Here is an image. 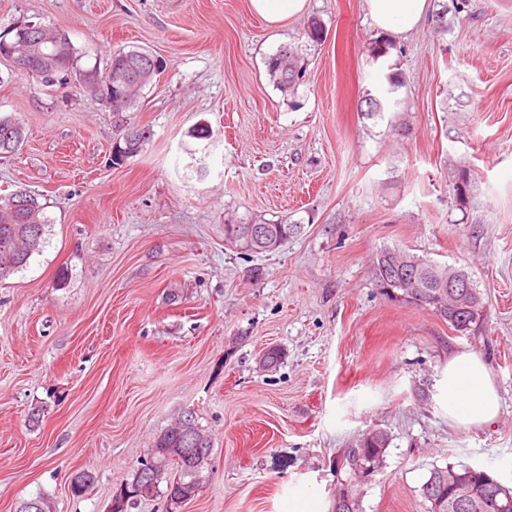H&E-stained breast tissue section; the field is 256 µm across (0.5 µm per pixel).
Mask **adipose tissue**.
<instances>
[{"label":"adipose tissue","mask_w":512,"mask_h":512,"mask_svg":"<svg viewBox=\"0 0 512 512\" xmlns=\"http://www.w3.org/2000/svg\"><path fill=\"white\" fill-rule=\"evenodd\" d=\"M377 29L390 37L413 30L424 18L429 0H366ZM443 406L450 422L476 426L498 417L500 399L484 358L461 353L448 360L441 381Z\"/></svg>","instance_id":"1"}]
</instances>
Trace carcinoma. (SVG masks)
I'll use <instances>...</instances> for the list:
<instances>
[{"label":"carcinoma","instance_id":"carcinoma-1","mask_svg":"<svg viewBox=\"0 0 512 512\" xmlns=\"http://www.w3.org/2000/svg\"><path fill=\"white\" fill-rule=\"evenodd\" d=\"M25 51L31 57L34 76L49 86L55 85L53 78L63 77L68 71L76 69L77 55L69 37L59 31L48 29L34 30L24 44ZM393 43L385 39H376L369 46L373 61L388 56ZM153 55L138 48L128 51L119 50L112 54L108 71L99 75L94 70L82 73L83 87L98 97L102 104L114 112H130L136 105L141 91L151 85L156 72L151 69L149 60ZM267 73L276 86L288 92L295 88L301 78L294 51L284 45L268 57ZM128 76L127 93L118 95L108 86L116 83L122 76ZM386 84L381 86L379 94L368 95L365 115L375 117L384 111V103L390 102L391 95L402 86L395 73L385 75ZM152 137V131L146 126H138L134 134H125L117 139L112 148V164L123 165L129 158L137 155ZM25 138L23 125L11 115H0V153L16 152ZM48 220L44 216V207L35 194L25 188H19L6 195H0V282L27 267L30 258L41 251L44 243L45 227ZM237 223L229 220L224 224V240L245 254L266 252L260 242L249 243L236 239ZM298 225L282 221L264 225L270 238L282 242L297 230ZM377 278L385 285H391L411 296L409 289L400 284L406 278L416 277L421 287L419 306L438 315L455 331L463 333L480 319L482 300L475 285L468 288H445L441 298L431 295L441 281H448V266L430 260L418 259L406 250L384 249L377 257ZM390 440L387 433L372 429L362 434L355 447L348 449L342 465L348 467L350 477H356V468L371 467L378 470L385 461ZM152 447L156 448L155 461L161 463L163 473L175 472L172 479L166 481V488L156 485L140 498L146 499L159 494L164 495L174 505H181L177 484L186 483L202 476L205 466L193 463L188 454L193 448H211L212 440L197 420L188 427L176 425L162 430L155 437ZM93 482L92 474L79 472L71 479V492L74 497L85 494ZM483 483V477L477 471H471L463 464L435 467L421 487V495L427 504V512H456L450 507L454 498ZM334 512H360V500L354 492L344 491L336 495Z\"/></svg>","mask_w":512,"mask_h":512}]
</instances>
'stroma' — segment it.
<instances>
[{"instance_id":"35a3bbf8","label":"stroma","mask_w":512,"mask_h":512,"mask_svg":"<svg viewBox=\"0 0 512 512\" xmlns=\"http://www.w3.org/2000/svg\"><path fill=\"white\" fill-rule=\"evenodd\" d=\"M431 4L374 62L365 0H309L277 28L249 0H0V32L65 33L79 68L132 47L163 64L118 114L78 80L0 61V114L25 128L0 154V193L31 190L50 221L0 283V512L42 495L54 512H109L186 412L213 448L177 512H333L337 463L371 429L390 445L363 512H425L421 486L449 464L512 488V0ZM284 44L305 69L289 93L266 72ZM388 73L398 106L365 116ZM130 123L152 138L112 165ZM231 215L300 230L247 256L224 240ZM394 247L467 272L480 322L458 333L381 287ZM273 346L283 360L261 370ZM461 352L485 359L501 400L471 428L439 391ZM81 471L94 482L75 498Z\"/></svg>"}]
</instances>
